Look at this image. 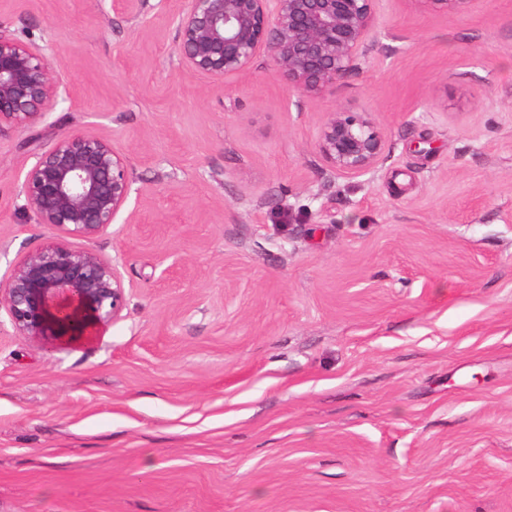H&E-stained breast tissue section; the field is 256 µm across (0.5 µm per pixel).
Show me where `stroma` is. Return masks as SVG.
I'll use <instances>...</instances> for the list:
<instances>
[{
    "mask_svg": "<svg viewBox=\"0 0 512 512\" xmlns=\"http://www.w3.org/2000/svg\"><path fill=\"white\" fill-rule=\"evenodd\" d=\"M177 0H0L63 97L0 132V276L52 238L35 153L82 129L134 184L92 245L119 319L53 347L0 309V512H512V0H376L357 70L300 96L257 57L178 65ZM370 107L359 178L315 148ZM315 147L333 174L361 177L374 171L386 152V141L370 109L328 112Z\"/></svg>",
    "mask_w": 512,
    "mask_h": 512,
    "instance_id": "1",
    "label": "stroma"
}]
</instances>
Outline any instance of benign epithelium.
<instances>
[{"mask_svg": "<svg viewBox=\"0 0 512 512\" xmlns=\"http://www.w3.org/2000/svg\"><path fill=\"white\" fill-rule=\"evenodd\" d=\"M374 0H180L173 17L182 68L222 83L265 55L288 87L319 97L365 55L377 26ZM461 11L473 0H412ZM59 64L34 42L0 35V128L23 130L59 102ZM315 147L333 174L374 171L386 141L371 110L336 108ZM134 179L124 155L105 136L74 130L35 155L25 174V209L56 238L18 257L0 280V307L15 332L68 346L118 319L125 288L112 261L69 238L94 240L125 209Z\"/></svg>", "mask_w": 512, "mask_h": 512, "instance_id": "1", "label": "benign epithelium"}]
</instances>
